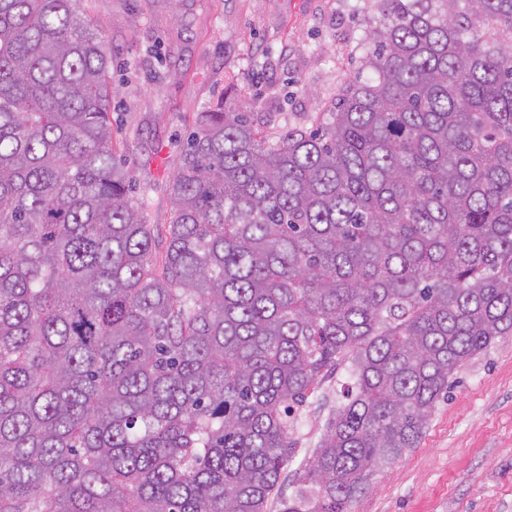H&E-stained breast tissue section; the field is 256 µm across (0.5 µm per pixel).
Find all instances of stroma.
Returning a JSON list of instances; mask_svg holds the SVG:
<instances>
[{"mask_svg":"<svg viewBox=\"0 0 512 512\" xmlns=\"http://www.w3.org/2000/svg\"><path fill=\"white\" fill-rule=\"evenodd\" d=\"M374 0H82L112 56V140L146 201L154 256L170 222L166 185L198 113L220 101L263 134L313 129L345 84L370 80ZM349 363L299 406L280 497L297 489L338 404ZM349 512H512V336L460 367L417 447L373 478Z\"/></svg>","mask_w":512,"mask_h":512,"instance_id":"1","label":"stroma"}]
</instances>
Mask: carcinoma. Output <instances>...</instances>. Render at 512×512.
I'll use <instances>...</instances> for the list:
<instances>
[{"instance_id": "carcinoma-1", "label": "carcinoma", "mask_w": 512, "mask_h": 512, "mask_svg": "<svg viewBox=\"0 0 512 512\" xmlns=\"http://www.w3.org/2000/svg\"><path fill=\"white\" fill-rule=\"evenodd\" d=\"M79 0H0V512H345L512 336V0H378L374 77L273 141L201 112L151 259ZM350 363L344 362L332 368L318 387L298 407L297 427L291 435L292 451L279 480V497L288 498L297 489V472L313 456L322 435L324 425L340 401L339 390L347 382Z\"/></svg>"}]
</instances>
